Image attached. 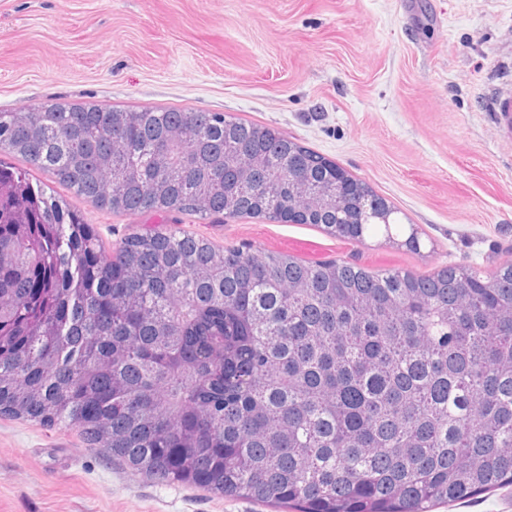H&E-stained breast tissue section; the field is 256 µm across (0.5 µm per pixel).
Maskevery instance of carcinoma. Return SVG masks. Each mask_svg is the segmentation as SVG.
Wrapping results in <instances>:
<instances>
[{
  "mask_svg": "<svg viewBox=\"0 0 512 512\" xmlns=\"http://www.w3.org/2000/svg\"><path fill=\"white\" fill-rule=\"evenodd\" d=\"M2 154L112 213L421 248L369 184L223 112L48 99L0 111ZM0 415L224 498L433 512L512 485V261L375 273L168 228L105 256L0 160Z\"/></svg>",
  "mask_w": 512,
  "mask_h": 512,
  "instance_id": "carcinoma-1",
  "label": "carcinoma"
}]
</instances>
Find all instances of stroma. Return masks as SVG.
<instances>
[{
  "instance_id": "35a3bbf8",
  "label": "stroma",
  "mask_w": 512,
  "mask_h": 512,
  "mask_svg": "<svg viewBox=\"0 0 512 512\" xmlns=\"http://www.w3.org/2000/svg\"><path fill=\"white\" fill-rule=\"evenodd\" d=\"M224 112L335 161L420 252L308 224L115 214L53 191L113 253L147 225L315 263L427 274L512 260V0H0V109L45 99ZM0 512H275L129 470L72 429L0 416Z\"/></svg>"
}]
</instances>
